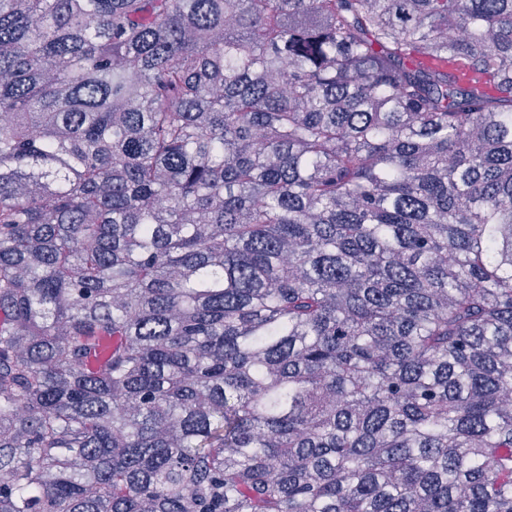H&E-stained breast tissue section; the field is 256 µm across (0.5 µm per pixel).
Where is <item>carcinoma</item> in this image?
<instances>
[{"instance_id": "carcinoma-1", "label": "carcinoma", "mask_w": 512, "mask_h": 512, "mask_svg": "<svg viewBox=\"0 0 512 512\" xmlns=\"http://www.w3.org/2000/svg\"><path fill=\"white\" fill-rule=\"evenodd\" d=\"M0 114V512H512V0H0Z\"/></svg>"}]
</instances>
